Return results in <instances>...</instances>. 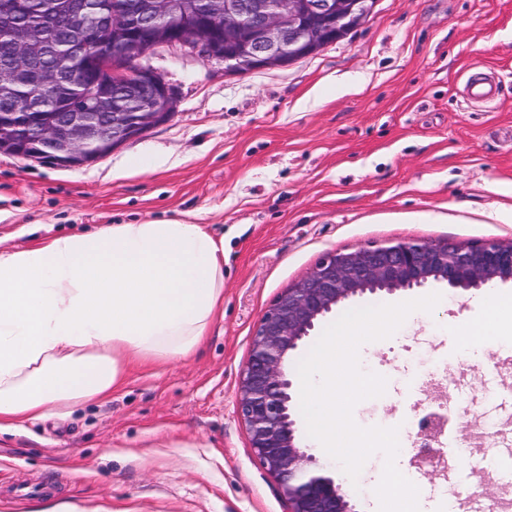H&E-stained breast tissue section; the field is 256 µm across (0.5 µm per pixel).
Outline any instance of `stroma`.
Wrapping results in <instances>:
<instances>
[{
  "label": "stroma",
  "instance_id": "stroma-1",
  "mask_svg": "<svg viewBox=\"0 0 512 512\" xmlns=\"http://www.w3.org/2000/svg\"><path fill=\"white\" fill-rule=\"evenodd\" d=\"M149 65L175 114L81 166L0 153V248L111 224L180 220L224 241V304L196 355L129 366L122 387L60 418L0 427V512H288L235 413L252 330L278 293L330 251L402 240L470 244L512 238V0H377L345 39L289 66L233 74L197 51L159 47ZM499 84L465 101L469 76ZM155 170L123 176L151 158ZM440 294L388 339L363 344L362 369L387 380L358 403L362 427L400 426L421 409L435 365L453 436L475 421L492 436L458 487L503 495L492 471L512 449V327L485 297L512 304V283L463 292L443 284L364 294L346 311ZM484 325L487 370L461 361L460 333ZM297 434L357 512H375L384 456L357 481Z\"/></svg>",
  "mask_w": 512,
  "mask_h": 512
}]
</instances>
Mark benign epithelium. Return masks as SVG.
Wrapping results in <instances>:
<instances>
[{"label": "benign epithelium", "mask_w": 512, "mask_h": 512, "mask_svg": "<svg viewBox=\"0 0 512 512\" xmlns=\"http://www.w3.org/2000/svg\"><path fill=\"white\" fill-rule=\"evenodd\" d=\"M171 0H148L143 10L116 5L89 13L76 0L56 15L70 46L61 65H41L39 27L0 28L12 53L0 66V152L60 167L90 163L141 137L176 111L171 88L141 60L160 45L189 47L221 62L230 73L284 67L340 40L363 24L372 7L354 0H209L211 8L170 14ZM18 84L38 91L20 100ZM114 85L126 87L113 94ZM64 87L79 88L77 103L51 113L47 124L30 116L57 102ZM512 282V240L465 245L425 240L392 241L334 251L278 294L250 337L240 371L236 409L249 447L279 486L288 512H354L343 486L323 473L296 436L292 415L296 387L288 357L336 305L365 293L423 288L444 283L453 290H479ZM448 430L445 396L434 391L417 416L412 464L434 479L445 472Z\"/></svg>", "instance_id": "benign-epithelium-1"}]
</instances>
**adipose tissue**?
Returning a JSON list of instances; mask_svg holds the SVG:
<instances>
[{"mask_svg":"<svg viewBox=\"0 0 512 512\" xmlns=\"http://www.w3.org/2000/svg\"><path fill=\"white\" fill-rule=\"evenodd\" d=\"M224 301L200 224H112L0 250V423L111 394L130 364L190 358Z\"/></svg>","mask_w":512,"mask_h":512,"instance_id":"1","label":"adipose tissue"}]
</instances>
